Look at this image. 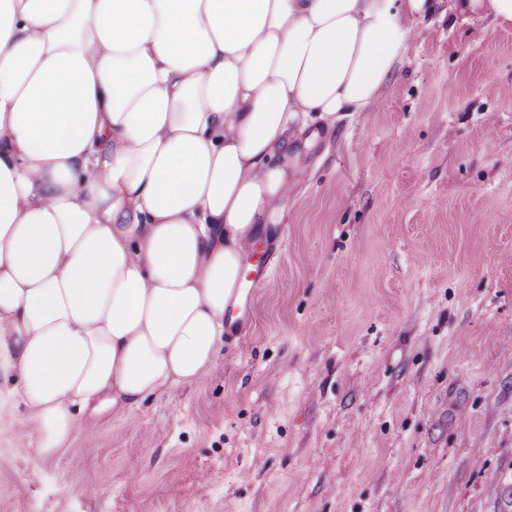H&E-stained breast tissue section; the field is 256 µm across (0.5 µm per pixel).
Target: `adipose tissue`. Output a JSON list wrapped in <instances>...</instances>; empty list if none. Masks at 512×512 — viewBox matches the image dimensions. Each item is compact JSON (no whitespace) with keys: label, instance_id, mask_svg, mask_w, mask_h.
Masks as SVG:
<instances>
[{"label":"adipose tissue","instance_id":"ef3b65f1","mask_svg":"<svg viewBox=\"0 0 512 512\" xmlns=\"http://www.w3.org/2000/svg\"><path fill=\"white\" fill-rule=\"evenodd\" d=\"M432 0H0V359L41 456L217 366L301 151Z\"/></svg>","mask_w":512,"mask_h":512}]
</instances>
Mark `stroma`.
Returning <instances> with one entry per match:
<instances>
[{
    "instance_id": "1",
    "label": "stroma",
    "mask_w": 512,
    "mask_h": 512,
    "mask_svg": "<svg viewBox=\"0 0 512 512\" xmlns=\"http://www.w3.org/2000/svg\"><path fill=\"white\" fill-rule=\"evenodd\" d=\"M411 28L383 105L304 152L202 382L44 458L0 362V512H512V24Z\"/></svg>"
}]
</instances>
